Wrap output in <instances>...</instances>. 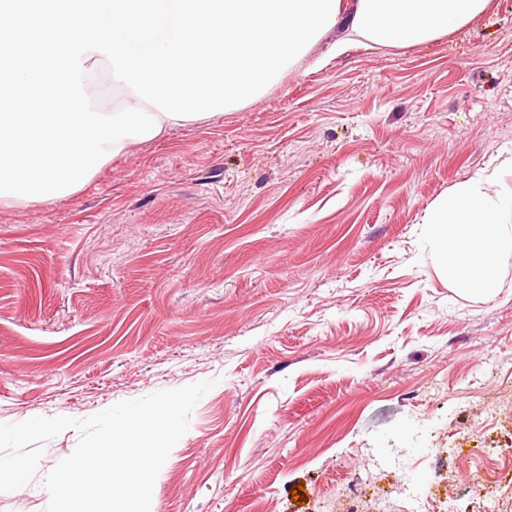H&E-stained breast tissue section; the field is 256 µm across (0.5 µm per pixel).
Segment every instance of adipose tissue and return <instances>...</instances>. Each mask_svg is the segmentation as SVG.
<instances>
[{
	"instance_id": "1",
	"label": "adipose tissue",
	"mask_w": 512,
	"mask_h": 512,
	"mask_svg": "<svg viewBox=\"0 0 512 512\" xmlns=\"http://www.w3.org/2000/svg\"><path fill=\"white\" fill-rule=\"evenodd\" d=\"M488 0H0V205L78 192L112 157L257 98L311 45L344 29L330 52L369 41L431 42ZM124 89L112 109L88 94L90 72ZM478 173L427 213L454 285L489 294L512 257V195Z\"/></svg>"
}]
</instances>
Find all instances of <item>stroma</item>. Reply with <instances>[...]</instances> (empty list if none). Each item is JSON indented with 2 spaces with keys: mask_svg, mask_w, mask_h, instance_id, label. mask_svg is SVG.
I'll return each instance as SVG.
<instances>
[{
  "mask_svg": "<svg viewBox=\"0 0 512 512\" xmlns=\"http://www.w3.org/2000/svg\"><path fill=\"white\" fill-rule=\"evenodd\" d=\"M334 39L79 192L0 206V423L214 380L152 512H325L390 470L449 485L469 465L430 435L451 442L467 420L483 456L512 453L511 412L449 399L475 374L486 397L512 389V257L493 294L464 293L423 222L481 171L512 192V0L440 40L316 67ZM78 439L46 442L0 512H45L43 481Z\"/></svg>",
  "mask_w": 512,
  "mask_h": 512,
  "instance_id": "obj_1",
  "label": "stroma"
}]
</instances>
